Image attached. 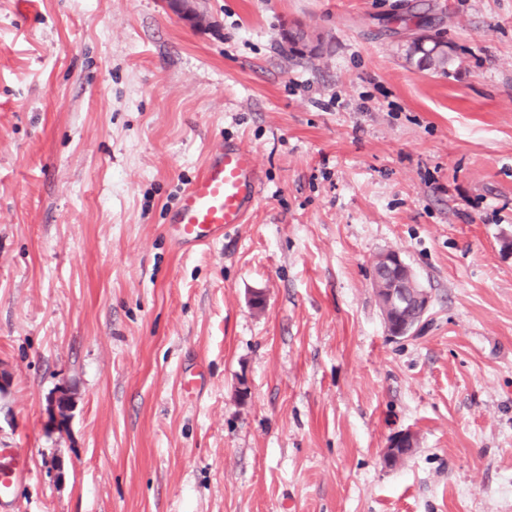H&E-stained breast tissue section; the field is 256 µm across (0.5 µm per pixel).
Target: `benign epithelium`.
<instances>
[{
	"mask_svg": "<svg viewBox=\"0 0 512 512\" xmlns=\"http://www.w3.org/2000/svg\"><path fill=\"white\" fill-rule=\"evenodd\" d=\"M163 3L167 9L181 16L193 27H201L207 23L206 16L197 10L195 0H163ZM383 277L389 285L387 307L396 313L411 310L416 321H421L429 309L431 296L428 291L415 288V274L398 251H388L376 260L373 280ZM70 408L71 397L65 389H58L48 402V421L58 427L65 425ZM416 444L417 438L410 431L392 436L381 453L383 464L390 468L397 466L414 451Z\"/></svg>",
	"mask_w": 512,
	"mask_h": 512,
	"instance_id": "7a95c632",
	"label": "benign epithelium"
}]
</instances>
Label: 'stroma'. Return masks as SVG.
<instances>
[{"label": "stroma", "mask_w": 512, "mask_h": 512, "mask_svg": "<svg viewBox=\"0 0 512 512\" xmlns=\"http://www.w3.org/2000/svg\"><path fill=\"white\" fill-rule=\"evenodd\" d=\"M201 8L0 0L12 512H512V0ZM409 22L445 68L406 61ZM227 142L261 196L178 252L166 212ZM389 250L431 295L402 340ZM165 7L178 14L190 26L201 27L206 25V16L199 12L195 6L198 1L193 0H162ZM70 408L71 397L64 388H59L48 402V422L58 427L65 425ZM417 444V438L411 431L400 432L392 436L386 448H383L381 459L386 467H395L410 455Z\"/></svg>", "instance_id": "35a3bbf8"}]
</instances>
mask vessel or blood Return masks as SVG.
<instances>
[{"label": "vessel or blood", "instance_id": "1", "mask_svg": "<svg viewBox=\"0 0 512 512\" xmlns=\"http://www.w3.org/2000/svg\"><path fill=\"white\" fill-rule=\"evenodd\" d=\"M262 179L253 151L227 144L210 151L200 174L184 189L167 217L174 248L189 252L215 243L227 228L244 223L261 193ZM28 468L15 449L0 447V512Z\"/></svg>", "mask_w": 512, "mask_h": 512}]
</instances>
